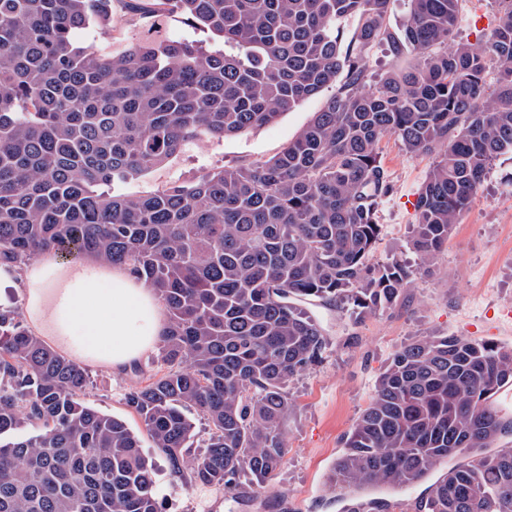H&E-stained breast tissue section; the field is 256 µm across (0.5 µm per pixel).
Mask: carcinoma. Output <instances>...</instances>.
<instances>
[{
    "mask_svg": "<svg viewBox=\"0 0 512 512\" xmlns=\"http://www.w3.org/2000/svg\"><path fill=\"white\" fill-rule=\"evenodd\" d=\"M223 39L78 38L112 0H0V260L52 250L128 267L168 319L146 384L125 404L185 485L266 491L288 454L291 380L327 339L302 306L365 316L430 266L512 151V0L482 45L455 40L463 0H153ZM357 19L341 46L342 22ZM410 67L368 84L375 45ZM495 86L487 84L489 71ZM278 155L147 195L99 190L166 163L197 135L235 136L336 84ZM438 153L415 201L413 265L373 266L392 191L379 144ZM85 368L0 310V512H161L126 424L87 404ZM512 348L424 336L394 352L333 463L331 487L427 483L416 512H512ZM194 410L208 422L194 444Z\"/></svg>",
    "mask_w": 512,
    "mask_h": 512,
    "instance_id": "cac0c4a2",
    "label": "carcinoma"
}]
</instances>
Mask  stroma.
I'll list each match as a JSON object with an SVG mask.
<instances>
[{"mask_svg": "<svg viewBox=\"0 0 512 512\" xmlns=\"http://www.w3.org/2000/svg\"><path fill=\"white\" fill-rule=\"evenodd\" d=\"M496 23L491 0H464L458 23L463 41L477 44ZM211 43L210 32L190 28L167 12L133 14L123 0H112V28L96 45L110 50L129 42L159 38ZM327 98L319 93L282 113L272 124L237 136L186 141L164 165L127 182L114 183L120 194L143 195L172 184H187L207 170L227 164L249 165L269 159L294 140L320 111ZM380 154L393 178V191L379 210L381 234L371 257L380 265L411 257L412 203L432 154L407 153L398 140L385 139ZM512 151L498 155L470 208L457 224L434 266L403 288L388 309L356 318L350 310L316 302L308 307L329 346L316 366L294 380L295 403L284 424L288 455L268 490L241 506L224 491L183 486L168 462L151 446L141 419L124 403V395L143 383L151 370L142 359L141 373L116 376L94 367L85 399L100 411L123 420L142 440L163 512H340L345 499L367 500L366 490L330 489L327 476L343 450V441L374 393L375 380L392 354L418 336H462L512 347Z\"/></svg>", "mask_w": 512, "mask_h": 512, "instance_id": "1", "label": "stroma"}]
</instances>
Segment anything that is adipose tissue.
Returning a JSON list of instances; mask_svg holds the SVG:
<instances>
[{
  "label": "adipose tissue",
  "mask_w": 512,
  "mask_h": 512,
  "mask_svg": "<svg viewBox=\"0 0 512 512\" xmlns=\"http://www.w3.org/2000/svg\"><path fill=\"white\" fill-rule=\"evenodd\" d=\"M15 280L27 286L25 315L36 335L87 365L123 371L166 329L156 294L122 266L45 251L23 267H0V283Z\"/></svg>",
  "instance_id": "1"
}]
</instances>
